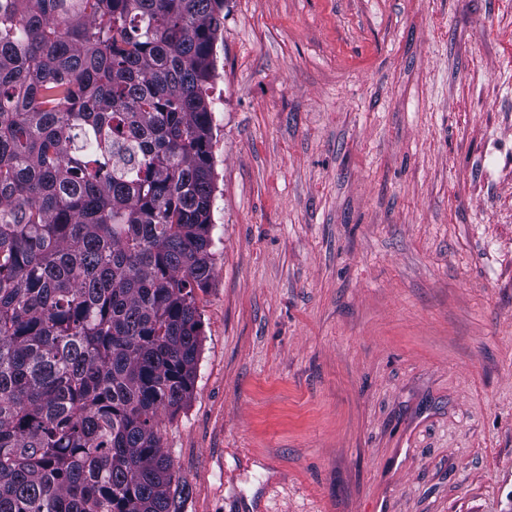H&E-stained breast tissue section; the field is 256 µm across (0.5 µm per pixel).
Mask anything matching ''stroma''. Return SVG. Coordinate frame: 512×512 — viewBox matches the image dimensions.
<instances>
[{
    "label": "stroma",
    "mask_w": 512,
    "mask_h": 512,
    "mask_svg": "<svg viewBox=\"0 0 512 512\" xmlns=\"http://www.w3.org/2000/svg\"><path fill=\"white\" fill-rule=\"evenodd\" d=\"M183 512H512V0H225Z\"/></svg>",
    "instance_id": "1"
}]
</instances>
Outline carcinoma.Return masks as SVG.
<instances>
[{"instance_id":"carcinoma-1","label":"carcinoma","mask_w":512,"mask_h":512,"mask_svg":"<svg viewBox=\"0 0 512 512\" xmlns=\"http://www.w3.org/2000/svg\"><path fill=\"white\" fill-rule=\"evenodd\" d=\"M224 0H0V512H182Z\"/></svg>"}]
</instances>
